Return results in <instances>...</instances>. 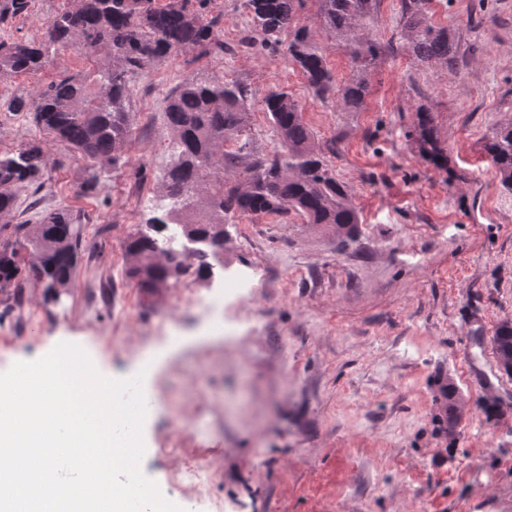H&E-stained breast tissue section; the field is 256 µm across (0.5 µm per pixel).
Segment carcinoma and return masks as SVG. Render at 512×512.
Instances as JSON below:
<instances>
[{
  "mask_svg": "<svg viewBox=\"0 0 512 512\" xmlns=\"http://www.w3.org/2000/svg\"><path fill=\"white\" fill-rule=\"evenodd\" d=\"M251 28L262 44L277 48L288 34V58L300 69L314 94L336 96L359 111L369 94L368 69L384 55V45L371 36L379 0H315L317 16L336 47L354 64L352 78L337 85L324 51L297 26L305 0H244ZM30 0H0V81L40 69L61 47L79 46L98 56L95 64L48 83L31 97L14 94L0 100V110L31 112L54 140L89 159L95 169L119 166L131 134V82L146 65L186 48L203 53L224 49L219 39L222 14L187 9L186 0H73L71 8L50 19L39 41H16L4 34L5 23L24 14ZM399 39L420 66L442 67L454 76L459 69L461 36L431 20V0H400ZM280 149L272 158H256L250 127L248 90L196 74L185 78L165 97L164 120L174 154L162 176L170 200L125 242L126 276L147 295H159L186 273L184 258L199 259L195 273L209 278L212 260L224 246V224L237 213H294L308 224H323L351 239L360 218L345 186L336 180L303 119V108L285 89L262 101ZM420 156L437 169H448L447 150L437 134L435 115L420 104L408 133ZM483 151L501 184L512 189V113L484 138ZM45 166L39 144H26L0 154V292L19 288L34 277L53 292L72 276L81 231L71 213L59 208L35 224H10L17 209L16 188L38 179ZM177 225L184 251L160 246L163 232ZM493 349L505 372H512V320L501 321Z\"/></svg>",
  "mask_w": 512,
  "mask_h": 512,
  "instance_id": "cac0c4a2",
  "label": "carcinoma"
}]
</instances>
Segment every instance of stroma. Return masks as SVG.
Returning <instances> with one entry per match:
<instances>
[{"mask_svg":"<svg viewBox=\"0 0 512 512\" xmlns=\"http://www.w3.org/2000/svg\"><path fill=\"white\" fill-rule=\"evenodd\" d=\"M71 0H31L6 26L33 41ZM221 14L234 53L186 49L147 65L132 82V133L124 163L85 190L90 162L54 141L25 112H0V154L27 143L46 153L42 187L17 190L15 223L68 209L82 227L69 283L47 293L31 278L0 316V372L76 343L111 379L147 370L151 416L143 473L184 512L195 504L180 472L213 474L222 512H512V375L492 346L512 319V190L481 150L512 111V0H433L436 25L470 47L457 77L421 67L400 45L399 0H380L371 34L389 52L369 71L361 111L316 97L280 50L246 48L243 0H188ZM298 22L324 50L337 83L353 74L307 0ZM59 48L38 71L0 84L30 92L89 67ZM203 74L251 91L257 155H273L262 100L291 92L336 178L360 215L354 240L299 217L235 215L217 274L263 273L230 326L192 305L215 278L186 276L148 300L126 275L123 245L165 200L161 179L173 145L167 92ZM429 105L448 167L420 157L407 133ZM462 401L440 420L438 382Z\"/></svg>","mask_w":512,"mask_h":512,"instance_id":"1","label":"stroma"}]
</instances>
